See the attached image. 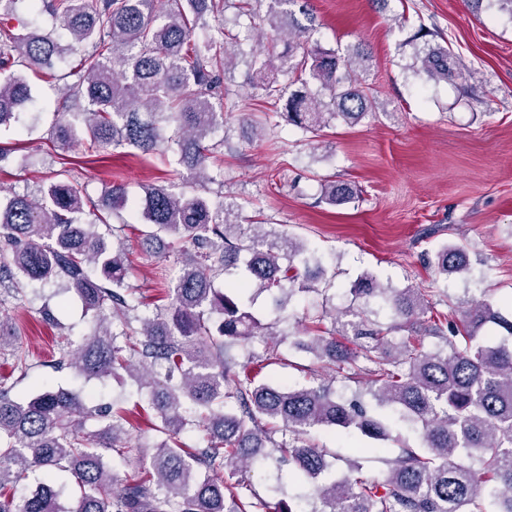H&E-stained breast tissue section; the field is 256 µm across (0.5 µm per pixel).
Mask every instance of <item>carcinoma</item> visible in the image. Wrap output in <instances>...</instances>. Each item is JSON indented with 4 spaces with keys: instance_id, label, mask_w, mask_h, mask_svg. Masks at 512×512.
Returning <instances> with one entry per match:
<instances>
[{
    "instance_id": "carcinoma-1",
    "label": "carcinoma",
    "mask_w": 512,
    "mask_h": 512,
    "mask_svg": "<svg viewBox=\"0 0 512 512\" xmlns=\"http://www.w3.org/2000/svg\"><path fill=\"white\" fill-rule=\"evenodd\" d=\"M0 0V126L32 101L23 66L35 75L65 82L87 108L64 104L53 127V144L67 151L80 142L86 151L127 146L161 158L171 152L187 171L186 183L202 188L223 180L224 140L212 141L224 125L225 66L232 60L224 40H193L198 21L223 15L230 0H28L35 12L55 17L67 39L14 32L16 5ZM274 33L252 55L256 87L280 116L318 134L338 118L360 122L376 111V98L359 75L367 55L309 44L312 27L299 25L290 6L298 0H268ZM284 44V50L276 47ZM80 64H62L83 48ZM418 71L435 81L466 71L449 48L415 54ZM288 70L297 88L278 86L272 74ZM327 91L322 99L309 81ZM344 182L324 184L321 201L336 206L354 198ZM128 201L114 185L101 206L86 208L74 178L54 177L37 194L0 198V285L25 297L23 282L57 279L74 292L94 330L80 346L56 359L84 378L129 377L151 385L148 404L165 435L154 452L124 443L127 417L118 401L103 411L68 389H43L28 401L14 400L0 386V512H303L280 500L271 504L242 490L257 468L271 462L289 467L292 480L311 485L322 508L312 512H512V346L480 334L492 322L512 336V319L492 300H472L456 319L439 312L418 288L384 287L369 273L350 289L362 300L339 316L316 309L302 319L295 346L317 363L357 380H371L365 393L394 421L419 433L423 451L401 449L381 481L348 477L319 483L327 473V451L310 441L313 431L339 427L375 441L391 437L389 424L368 410L362 393L347 398L321 377L291 386L258 378L269 358L252 343L280 335L289 321L285 305L300 293L316 292L321 259L305 242L263 224H243L233 206L180 184L142 187L139 213L151 227L146 244L170 239L156 252L174 254L180 274L169 289V308L149 311L126 281L128 256L120 227L107 220ZM443 279L470 269L465 247L442 246L434 255ZM238 270L241 279L222 289L215 281ZM275 291L277 316L263 321L254 294ZM373 301L383 303L393 322L373 318ZM332 329L323 330L326 319ZM409 335L395 342L392 334ZM444 345L428 350L424 339ZM238 347L244 360L230 356ZM100 424L96 430L88 424ZM203 427L204 446L189 448L180 435ZM281 434V440L274 439ZM476 457L475 470L458 461ZM125 462L149 461L148 476L119 478L112 454ZM42 472L34 490L18 489ZM68 474L79 489L77 506L65 497Z\"/></svg>"
}]
</instances>
